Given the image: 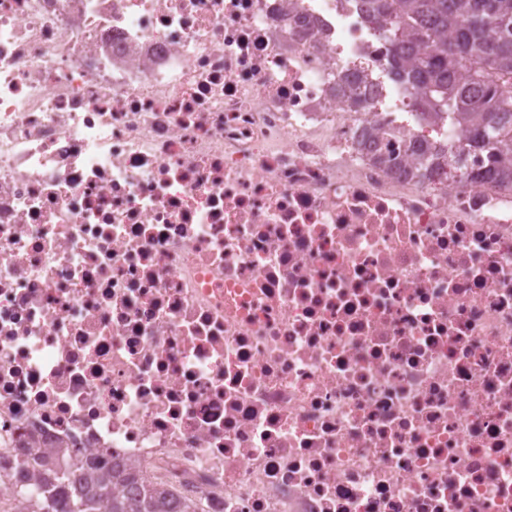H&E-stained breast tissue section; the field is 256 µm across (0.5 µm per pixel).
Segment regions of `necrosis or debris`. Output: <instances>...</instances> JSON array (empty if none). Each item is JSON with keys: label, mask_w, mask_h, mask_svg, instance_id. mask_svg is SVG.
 Returning <instances> with one entry per match:
<instances>
[{"label": "necrosis or debris", "mask_w": 512, "mask_h": 512, "mask_svg": "<svg viewBox=\"0 0 512 512\" xmlns=\"http://www.w3.org/2000/svg\"><path fill=\"white\" fill-rule=\"evenodd\" d=\"M368 0H0V500L119 454L204 512H512V186L411 174Z\"/></svg>", "instance_id": "necrosis-or-debris-1"}]
</instances>
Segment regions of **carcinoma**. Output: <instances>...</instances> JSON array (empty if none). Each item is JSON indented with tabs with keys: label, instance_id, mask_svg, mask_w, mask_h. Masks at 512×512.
Here are the masks:
<instances>
[{
	"label": "carcinoma",
	"instance_id": "cac0c4a2",
	"mask_svg": "<svg viewBox=\"0 0 512 512\" xmlns=\"http://www.w3.org/2000/svg\"><path fill=\"white\" fill-rule=\"evenodd\" d=\"M392 53L396 74H404L413 91L429 100L426 116L467 133L470 149H489L497 182L512 184V90L487 77L494 72L512 80V0H370ZM469 72L467 82L457 74ZM460 155L428 145L417 158L419 169L446 166L458 171ZM75 470L33 453L22 463L21 478L30 463L39 466V495L18 493L16 512H199L161 482L146 478L131 463H114L104 453L63 450ZM136 484L128 496L120 488Z\"/></svg>",
	"mask_w": 512,
	"mask_h": 512
}]
</instances>
